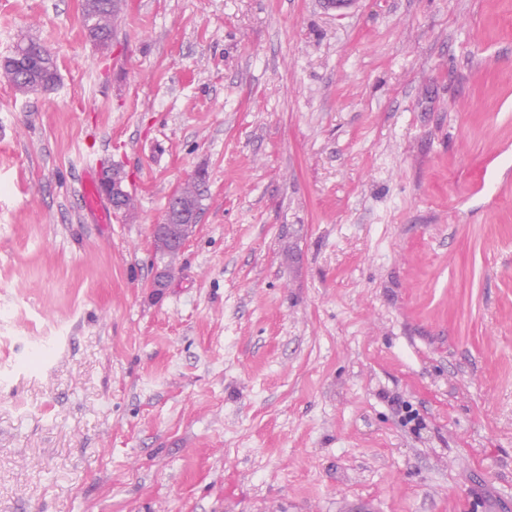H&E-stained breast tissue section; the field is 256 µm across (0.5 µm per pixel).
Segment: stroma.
I'll use <instances>...</instances> for the list:
<instances>
[{"mask_svg": "<svg viewBox=\"0 0 512 512\" xmlns=\"http://www.w3.org/2000/svg\"><path fill=\"white\" fill-rule=\"evenodd\" d=\"M80 14L0 0V512H512V0ZM82 27L86 38L96 47L112 38L114 22L121 10L120 0H83ZM47 73H51L50 81L51 85L49 88H44L43 90H39L41 85H37L34 81L35 79H29L26 75H22L17 69L0 73L1 81L7 82L17 93L28 95V94H37L40 92H45L51 90L58 82L59 75L57 70L56 61L52 59L47 68ZM83 178L79 186V194L82 197L83 207L89 211H95L98 213L99 222H108V214L102 210L99 204V194L95 188L93 180L94 166L93 163L88 160L83 165ZM101 190L112 202L113 210H123L124 212H126L134 207L133 196L129 192L124 190L122 186V181L119 180V178L112 176V182L108 181L106 178H103L101 181ZM126 192L127 194L124 200V205L121 209L124 194ZM205 181H194L181 188L185 196L189 209L199 214L202 210V201L204 197ZM172 206L169 213V220L162 224L152 225V235L155 239H166L174 250L182 249L190 229L198 223V217L195 213L187 214L180 212L182 210V199L178 190L171 196Z\"/></svg>", "mask_w": 512, "mask_h": 512, "instance_id": "1", "label": "stroma"}]
</instances>
